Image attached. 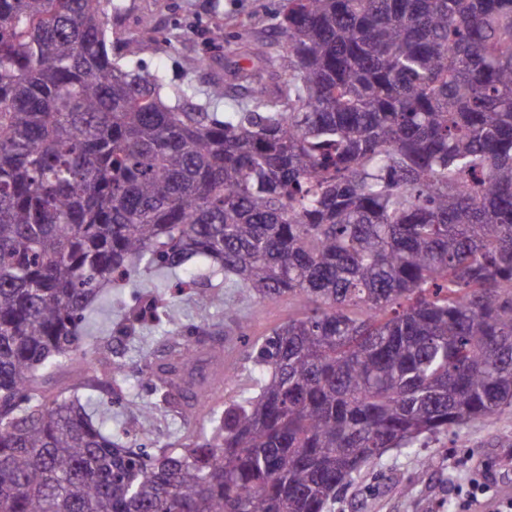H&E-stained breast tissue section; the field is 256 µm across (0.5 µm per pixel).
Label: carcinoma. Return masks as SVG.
<instances>
[{
	"instance_id": "1",
	"label": "carcinoma",
	"mask_w": 512,
	"mask_h": 512,
	"mask_svg": "<svg viewBox=\"0 0 512 512\" xmlns=\"http://www.w3.org/2000/svg\"><path fill=\"white\" fill-rule=\"evenodd\" d=\"M114 0H0V512H329L391 448L512 409V0H284L288 50L247 89L120 65ZM160 282L299 313L249 336L251 387L209 430L133 450L41 372L80 370L93 304ZM197 324V325H199ZM190 324L169 338L180 343ZM200 352L148 368L155 405L207 404Z\"/></svg>"
}]
</instances>
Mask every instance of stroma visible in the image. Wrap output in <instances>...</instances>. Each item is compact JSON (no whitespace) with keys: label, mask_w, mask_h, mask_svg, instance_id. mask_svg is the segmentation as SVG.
Masks as SVG:
<instances>
[{"label":"stroma","mask_w":512,"mask_h":512,"mask_svg":"<svg viewBox=\"0 0 512 512\" xmlns=\"http://www.w3.org/2000/svg\"><path fill=\"white\" fill-rule=\"evenodd\" d=\"M119 11L107 15V40L112 57L126 63L128 45H136L135 58L143 72H162L168 81L188 84L206 92L214 83L224 85L227 96L216 112L226 111L243 91L229 76L240 59L241 47L265 42L284 52L288 41L279 26L282 0H121ZM204 60L201 68L193 60ZM149 275L143 274L119 289L97 324L112 328L109 348L93 352L90 369L77 372L63 367L42 373L37 385L47 397L78 393L90 408L111 410L105 427L133 445L160 446L177 438L199 434L206 415L184 420L177 409L153 411L145 427L131 423L153 395L147 384L151 362L161 359L168 342L166 326L140 325L135 335L125 336L117 327L125 311L139 305ZM251 335L265 336L287 321L297 308L287 300L243 302ZM126 366L123 381L112 383V362ZM512 429V411L476 423L455 441H441L413 451L390 450L381 460L367 465L354 483L332 505V512H452L456 489L470 479L484 478L490 492L479 503L480 512H498L501 502L512 498V448H493L489 441L503 429ZM428 469H421V460Z\"/></svg>","instance_id":"1"}]
</instances>
